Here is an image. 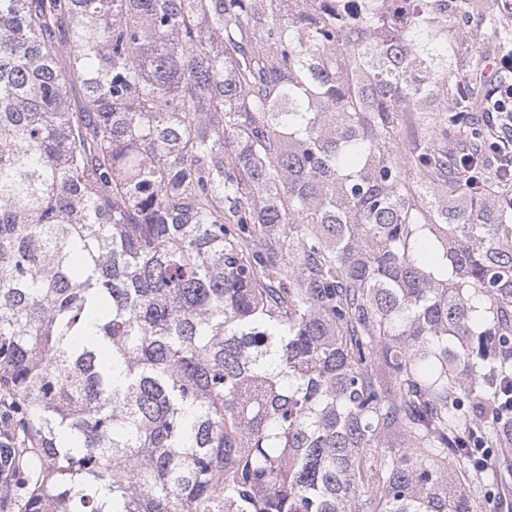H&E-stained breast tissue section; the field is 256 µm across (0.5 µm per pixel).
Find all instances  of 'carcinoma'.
Returning a JSON list of instances; mask_svg holds the SVG:
<instances>
[{
  "label": "carcinoma",
  "instance_id": "carcinoma-1",
  "mask_svg": "<svg viewBox=\"0 0 512 512\" xmlns=\"http://www.w3.org/2000/svg\"><path fill=\"white\" fill-rule=\"evenodd\" d=\"M407 2L0 0L18 512H480L507 115L482 0Z\"/></svg>",
  "mask_w": 512,
  "mask_h": 512
}]
</instances>
